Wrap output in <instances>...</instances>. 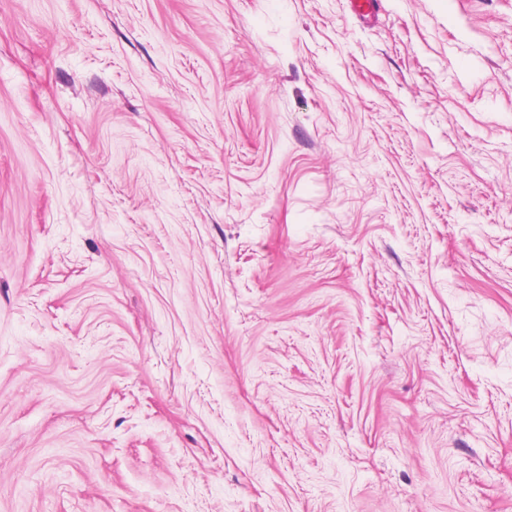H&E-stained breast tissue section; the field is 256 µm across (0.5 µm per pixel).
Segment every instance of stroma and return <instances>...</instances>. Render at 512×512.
I'll use <instances>...</instances> for the list:
<instances>
[{"label":"stroma","instance_id":"35a3bbf8","mask_svg":"<svg viewBox=\"0 0 512 512\" xmlns=\"http://www.w3.org/2000/svg\"><path fill=\"white\" fill-rule=\"evenodd\" d=\"M0 512H512V0H0Z\"/></svg>","mask_w":512,"mask_h":512}]
</instances>
